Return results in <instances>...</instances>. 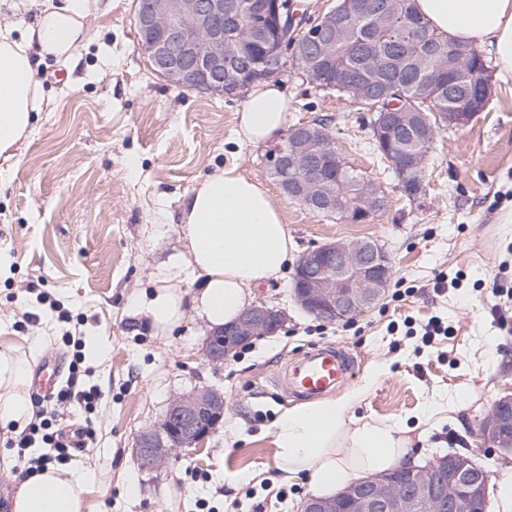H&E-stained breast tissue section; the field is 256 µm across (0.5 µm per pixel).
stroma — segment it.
Returning <instances> with one entry per match:
<instances>
[{"label": "stroma", "instance_id": "stroma-1", "mask_svg": "<svg viewBox=\"0 0 512 512\" xmlns=\"http://www.w3.org/2000/svg\"><path fill=\"white\" fill-rule=\"evenodd\" d=\"M135 0H102L85 19L94 34L74 79L46 57L44 105L32 135L0 164V347L72 360L75 340L96 342L84 356L88 406H42L51 429L92 434L69 467L87 473V512H300L307 493L282 480L272 430L295 404L274 385L282 364L315 345L341 343L356 360L351 381L380 376L357 415L396 420L410 438L426 433L420 462L474 452L487 466V512H503L496 491L512 477V455L477 446L480 422L512 393V330L495 320L486 288L512 282V78L490 74L491 97L465 127L439 132L416 196L374 149L361 113L296 70L276 78L291 99L294 125L325 123L345 160L384 190L386 208L366 224L313 212L285 195L271 173L272 144L238 143L236 113L247 97L170 86L135 48ZM268 188L298 252L334 240L373 239L393 277L383 301L346 322L319 324L291 297L292 270L253 289L254 302L285 309L274 336L238 348L224 364L203 356L208 326L197 316L168 337L154 336L132 298L153 274H171L194 292L185 252L184 197L230 162ZM443 272L460 288L436 294ZM440 317L447 336L423 343L405 319ZM224 391V418L201 450L174 453L159 472L141 470L134 448L170 401L196 388Z\"/></svg>", "mask_w": 512, "mask_h": 512}]
</instances>
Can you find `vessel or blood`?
<instances>
[{
  "mask_svg": "<svg viewBox=\"0 0 512 512\" xmlns=\"http://www.w3.org/2000/svg\"><path fill=\"white\" fill-rule=\"evenodd\" d=\"M354 373V359L340 344L313 347L292 358L275 377L284 393L309 400L334 391L348 382ZM60 375V364L50 358L43 362L34 382L37 392L51 398Z\"/></svg>",
  "mask_w": 512,
  "mask_h": 512,
  "instance_id": "obj_1",
  "label": "vessel or blood"
}]
</instances>
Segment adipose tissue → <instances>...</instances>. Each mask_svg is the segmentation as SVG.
I'll return each mask as SVG.
<instances>
[{
	"instance_id": "adipose-tissue-1",
	"label": "adipose tissue",
	"mask_w": 512,
	"mask_h": 512,
	"mask_svg": "<svg viewBox=\"0 0 512 512\" xmlns=\"http://www.w3.org/2000/svg\"><path fill=\"white\" fill-rule=\"evenodd\" d=\"M96 0H38V17L24 40L0 27V158L33 131L43 90L36 77L40 58L61 62L79 57L92 36L82 20ZM419 16L435 33L456 43L481 44L493 55L502 78L512 77V0H415ZM284 90L267 84L254 90L236 114L239 142L261 145L279 139L292 118ZM181 232L187 250L179 265L201 286L193 296L169 275L134 298L132 306L153 335L170 336L187 311L209 327L232 323L249 306L252 287L281 276L296 244L267 189L242 175L237 165L201 181L183 202ZM30 360L0 349V422L24 426L32 416ZM367 393L353 389L336 398L286 410L273 430L282 480L303 481L314 497H329L351 482L404 464L409 438L396 422L356 416ZM88 476L47 468L22 479L7 498L12 512H86Z\"/></svg>"
}]
</instances>
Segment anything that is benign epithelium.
Wrapping results in <instances>:
<instances>
[{
	"instance_id": "obj_1",
	"label": "benign epithelium",
	"mask_w": 512,
	"mask_h": 512,
	"mask_svg": "<svg viewBox=\"0 0 512 512\" xmlns=\"http://www.w3.org/2000/svg\"><path fill=\"white\" fill-rule=\"evenodd\" d=\"M261 13L252 18L249 31L261 33L265 19L283 28L285 12L302 15L295 0H263ZM238 0H137L134 25L137 51L151 70L171 86L227 95L233 92L240 68V43L225 33L237 20ZM360 17L388 26L404 43L418 38L407 34L396 17L381 11L377 0H345L327 12L324 22L311 25L304 43L274 42L265 49L257 65L268 77L287 67L285 51L296 55L308 49L319 82L330 88L343 87L371 108L370 128L375 137L391 136L401 130L416 141L427 140L433 125L425 113L411 126L404 125L405 113L392 105L376 111L373 102L400 94L392 83L382 89L372 86L363 72H341L334 65L336 35L350 18ZM338 145L326 127L300 125L291 130L273 153V170L284 194L308 209L327 215L342 210L350 223H367L386 208L381 187L368 181L356 182V195L363 198L357 214H351L344 195L336 190L345 175L336 170ZM427 154L415 149L393 160L400 186H421ZM392 264L372 240H337L303 253L293 277V297L306 312L327 321L350 320L375 306L385 296ZM283 326L281 311L264 304L246 308L236 322L208 333L204 357L210 364L224 360L239 346L261 336H271ZM224 417V392L208 387L175 397L158 428L143 433L135 448L140 468L162 470L179 449L202 446ZM479 442L512 451V396L497 400L483 420ZM409 479L386 474L357 480L329 498L309 497L302 512H476L485 507L490 477L481 473L470 455L450 453L425 467H406Z\"/></svg>"
}]
</instances>
